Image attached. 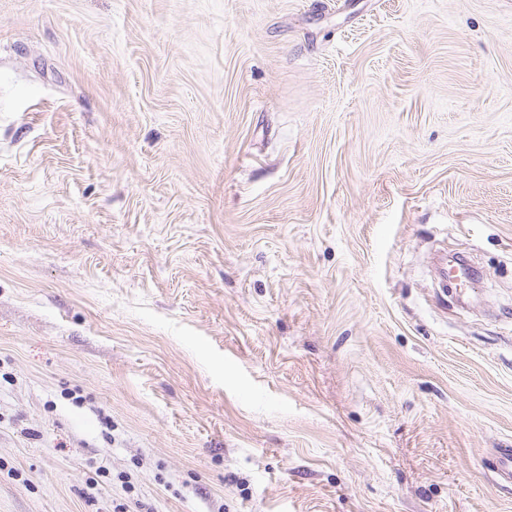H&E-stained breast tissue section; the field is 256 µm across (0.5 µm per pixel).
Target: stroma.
I'll list each match as a JSON object with an SVG mask.
<instances>
[{
    "mask_svg": "<svg viewBox=\"0 0 512 512\" xmlns=\"http://www.w3.org/2000/svg\"><path fill=\"white\" fill-rule=\"evenodd\" d=\"M498 448L512 0H0V512H512Z\"/></svg>",
    "mask_w": 512,
    "mask_h": 512,
    "instance_id": "35a3bbf8",
    "label": "stroma"
}]
</instances>
